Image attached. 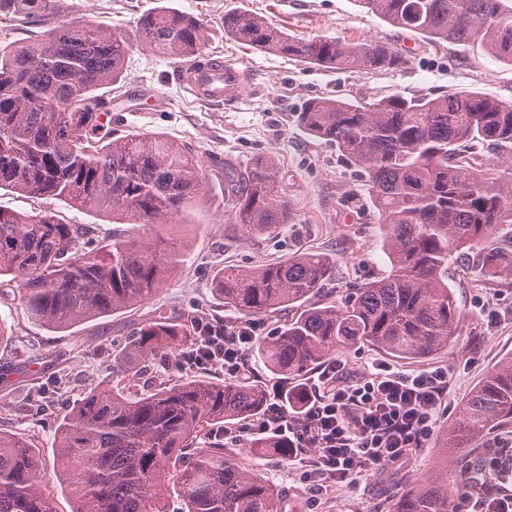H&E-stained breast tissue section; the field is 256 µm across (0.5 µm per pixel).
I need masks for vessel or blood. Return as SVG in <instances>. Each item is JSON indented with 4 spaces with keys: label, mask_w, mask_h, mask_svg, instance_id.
Here are the masks:
<instances>
[{
    "label": "vessel or blood",
    "mask_w": 512,
    "mask_h": 512,
    "mask_svg": "<svg viewBox=\"0 0 512 512\" xmlns=\"http://www.w3.org/2000/svg\"><path fill=\"white\" fill-rule=\"evenodd\" d=\"M183 80L197 96L229 106L240 101L245 74L234 63L212 60L186 67Z\"/></svg>",
    "instance_id": "obj_1"
}]
</instances>
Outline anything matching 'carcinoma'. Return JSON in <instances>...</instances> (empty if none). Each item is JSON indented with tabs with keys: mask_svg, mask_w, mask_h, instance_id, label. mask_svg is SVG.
Here are the masks:
<instances>
[{
	"mask_svg": "<svg viewBox=\"0 0 512 512\" xmlns=\"http://www.w3.org/2000/svg\"><path fill=\"white\" fill-rule=\"evenodd\" d=\"M382 20L441 42L478 44L512 65V0H358ZM47 24L42 38L0 45V190L57 199L133 230L94 242L79 224L50 212L0 208V277L18 279L27 315L57 332L151 300L176 260L140 231L178 219L190 223L206 178L192 152L160 134L116 136L112 99L100 90L122 80L135 44L179 60L196 59L207 24L161 6L139 18L135 39L93 20L55 19L54 0H0V15ZM224 35L263 51L336 69L392 70L403 55L383 42L289 35L261 16L224 14ZM306 134L336 145L366 177L381 220L388 275L360 283L342 307L314 302L333 260L295 252L258 267L226 266L213 277L224 306L245 317L296 309L256 356L270 372L299 378L337 350L372 346L399 359L448 348L460 318L445 282L448 259L465 254L479 273L512 288V247L493 235L512 224V101L479 92L438 98H381L369 105L319 98L301 112ZM503 152L477 166L473 143ZM287 172L267 157L248 166L224 161V211L233 223L270 232L292 220ZM199 323L155 316L134 328L113 356L111 379L63 417L56 463L74 512H162L177 478L182 512H283L280 491L225 452L214 431L259 413L258 380L187 376L138 397L142 367L178 353ZM512 419V360L486 376L461 405L452 448H466ZM288 459V441L253 439ZM46 464L24 439L0 433V512H55L42 486ZM471 492L491 475L466 465ZM391 512H453L448 482L397 496Z\"/></svg>",
	"mask_w": 512,
	"mask_h": 512,
	"instance_id": "1",
	"label": "carcinoma"
}]
</instances>
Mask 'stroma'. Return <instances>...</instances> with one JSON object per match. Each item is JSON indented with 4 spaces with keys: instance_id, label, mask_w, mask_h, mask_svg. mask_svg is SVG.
Here are the masks:
<instances>
[{
    "instance_id": "1",
    "label": "stroma",
    "mask_w": 512,
    "mask_h": 512,
    "mask_svg": "<svg viewBox=\"0 0 512 512\" xmlns=\"http://www.w3.org/2000/svg\"><path fill=\"white\" fill-rule=\"evenodd\" d=\"M170 4L207 22L204 58L235 62L246 73L242 101L232 106L208 102L183 84L180 61L141 45L129 55L120 87L111 92L114 105L123 110L119 133H155L189 145L206 169L192 223L157 228L163 249L181 257L170 280L143 304L56 332L32 322L15 282L0 278V363L28 362L27 373L0 382V431L24 437L39 449L47 467L44 486L56 512H74L77 506L54 471L59 421L77 398L108 380L112 353L135 323L158 313L185 314L235 331L248 319L216 297L213 273L230 264L263 265L298 250L325 252L335 259L322 298L339 305L353 285L388 274L379 215L367 200L365 176L344 160L335 145L309 137L299 124L310 100L369 104L390 95L436 98L470 91L512 100V66L468 45L432 44L367 13L357 0H170ZM157 5L158 0H58L57 18L92 19L131 35L137 20ZM229 11L262 16L298 38L384 42L404 53L406 61L386 71L305 64L225 38L222 21ZM269 156L287 173L293 219L273 232L251 234L231 223L216 205L224 195V162L231 159L247 165ZM0 207L29 214L48 210L66 223L89 225L100 239L113 230L107 219L55 199L4 191ZM448 284L460 310L448 348L427 359L389 360L406 374L436 368L448 372L445 407L421 447L399 462L363 472L356 484L333 485L314 501L300 470L248 444L232 446V455L278 486L284 512H387L393 496L440 474L448 477L456 512H469L474 498L464 462L505 450L512 440V422L502 423L473 447L451 455L442 452L439 441L472 389L502 361L512 359V289L478 274L463 255L450 258ZM75 338L83 342L81 352L66 355Z\"/></svg>"
}]
</instances>
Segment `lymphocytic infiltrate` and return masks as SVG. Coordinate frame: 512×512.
I'll return each mask as SVG.
<instances>
[{
	"mask_svg": "<svg viewBox=\"0 0 512 512\" xmlns=\"http://www.w3.org/2000/svg\"><path fill=\"white\" fill-rule=\"evenodd\" d=\"M261 326L249 324L234 334L209 326L197 345L182 354L190 367L220 364L236 375ZM448 373L442 369L404 374L386 363L353 381H344L342 368L325 365L308 389V401L297 412L283 402L282 392L269 397L266 409L225 430L229 441L244 435L287 440L293 465L302 467L313 494L362 471L400 460L420 447L433 432L446 392Z\"/></svg>",
	"mask_w": 512,
	"mask_h": 512,
	"instance_id": "1",
	"label": "lymphocytic infiltrate"
}]
</instances>
